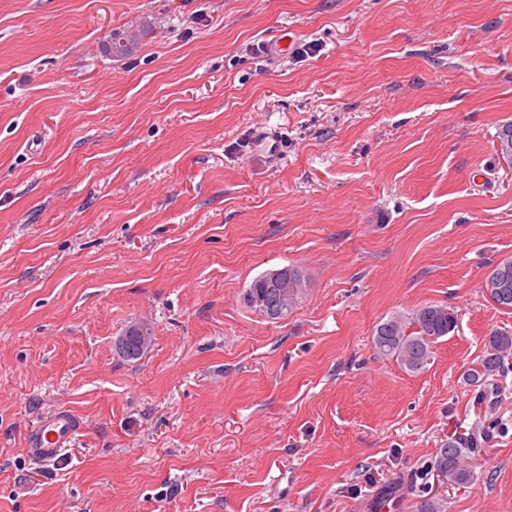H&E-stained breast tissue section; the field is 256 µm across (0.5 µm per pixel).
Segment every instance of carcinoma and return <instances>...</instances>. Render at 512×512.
<instances>
[{
    "mask_svg": "<svg viewBox=\"0 0 512 512\" xmlns=\"http://www.w3.org/2000/svg\"><path fill=\"white\" fill-rule=\"evenodd\" d=\"M294 283L287 290L286 298H281V289L273 287L267 281L271 272L265 271L256 276L245 289L243 297L259 296L275 305V311L253 309L269 321L282 320L290 315L302 302L305 295L306 280L302 272L293 267L282 268ZM488 297L496 305L512 309V270L508 273V287L489 290ZM457 315L443 304H426L410 314L394 313L376 325L373 334L374 352L385 358L396 360L410 372L425 370L431 358L434 344L455 331ZM153 341L151 327H137V338L120 349V356L126 360L142 358ZM512 355V330L492 329L488 334L486 350L475 366L466 372L465 381L473 386L484 385L488 378L504 372V359ZM468 440L460 436H450L431 462V470L445 475L455 485L467 487L475 481L473 467L464 460L463 449ZM447 501L436 495L421 499L416 512H446Z\"/></svg>",
    "mask_w": 512,
    "mask_h": 512,
    "instance_id": "cac0c4a2",
    "label": "carcinoma"
}]
</instances>
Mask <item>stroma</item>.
I'll list each match as a JSON object with an SVG mask.
<instances>
[{
  "label": "stroma",
  "mask_w": 512,
  "mask_h": 512,
  "mask_svg": "<svg viewBox=\"0 0 512 512\" xmlns=\"http://www.w3.org/2000/svg\"><path fill=\"white\" fill-rule=\"evenodd\" d=\"M508 121L512 0H0V512H512V356L464 380L512 330ZM285 266L273 323L243 291ZM429 303L458 325L423 372L374 353ZM454 434L466 488L429 469ZM277 270H282L284 275L288 274V278H291L294 283L293 288H288V278L285 279L283 288H288V290L286 298L283 301L281 298V289L274 288L273 285L267 281V278L271 276L273 270L265 271L256 276L243 293V301L247 307H249L246 302L248 295L265 298L268 302L277 306L275 307V312L264 309L259 310L257 308L251 309V307H249L253 312L272 322H278L275 320H282L288 317V315L301 304L306 287L305 276L296 267L285 266ZM261 298L255 300V298L252 297V306H263L264 304ZM145 325V324H144ZM146 328L136 326L137 327V333L127 335V333L130 331L132 327H130L128 330L127 328L124 331V336H139L138 338L133 339L128 343L127 349L122 348L120 345H118V348L121 353L117 352L120 356L125 358L126 360H138L141 359L142 356L145 354L147 349L151 346L153 341V330L150 326L145 325ZM122 334V335H123ZM121 336L118 340V343H120L121 339L124 337ZM512 355V330L491 329L486 350L475 366L469 368L464 380L473 386L484 385L488 378L504 372V359ZM79 429L80 421L76 414L69 409L58 408L40 418L27 432L26 446L36 459L50 463Z\"/></svg>",
  "instance_id": "obj_1"
}]
</instances>
